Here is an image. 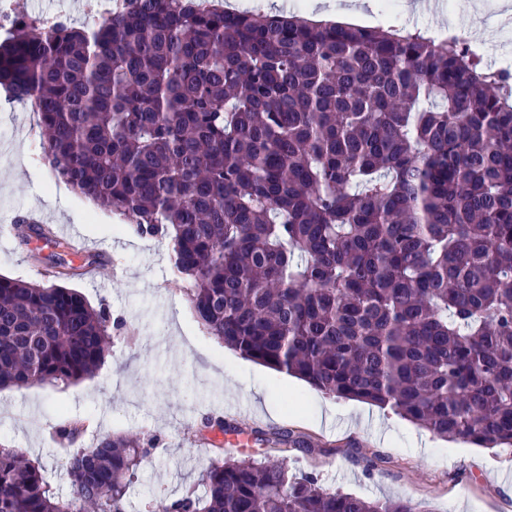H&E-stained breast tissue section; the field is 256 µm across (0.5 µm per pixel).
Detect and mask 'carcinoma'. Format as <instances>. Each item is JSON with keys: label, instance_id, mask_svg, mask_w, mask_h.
Masks as SVG:
<instances>
[{"label": "carcinoma", "instance_id": "cac0c4a2", "mask_svg": "<svg viewBox=\"0 0 512 512\" xmlns=\"http://www.w3.org/2000/svg\"><path fill=\"white\" fill-rule=\"evenodd\" d=\"M127 2L91 30L21 21L0 40V85L34 104L57 178L167 239L196 317L243 357L512 447V71L456 36ZM113 325L74 289L1 276L0 388L85 378ZM143 448L126 432L67 449L61 499L0 444V512H126ZM201 486L154 512H419L231 453Z\"/></svg>", "mask_w": 512, "mask_h": 512}]
</instances>
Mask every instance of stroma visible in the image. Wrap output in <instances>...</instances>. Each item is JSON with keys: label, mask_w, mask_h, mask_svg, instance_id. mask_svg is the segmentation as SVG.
I'll return each instance as SVG.
<instances>
[{"label": "stroma", "mask_w": 512, "mask_h": 512, "mask_svg": "<svg viewBox=\"0 0 512 512\" xmlns=\"http://www.w3.org/2000/svg\"><path fill=\"white\" fill-rule=\"evenodd\" d=\"M395 2L394 15L376 14L377 27L471 36L487 66L512 68V24L502 22L512 0H453L437 12ZM31 121L19 107L0 112V223L31 212L52 226L69 225L83 253L59 256L43 241L25 243L0 230V276L50 284L58 262H65L76 271L69 287L124 321L112 333L107 363L93 376L0 389V444L39 464L58 496L71 493L51 436L58 424L89 421L81 448L124 431L156 439L126 493L128 512H152L159 499L192 488L214 461L194 432L206 417L220 415L234 418L237 429L214 434V441L262 461L277 453L256 441V431L284 428L316 437L317 448L289 449L286 462L293 473L315 474L327 491L406 499L419 512H512V447L441 440L391 411L324 395L208 334L188 301L186 281L173 275L167 241L140 238L58 181L44 162L40 132L28 130ZM92 254L103 259V275L84 273Z\"/></svg>", "instance_id": "1"}]
</instances>
